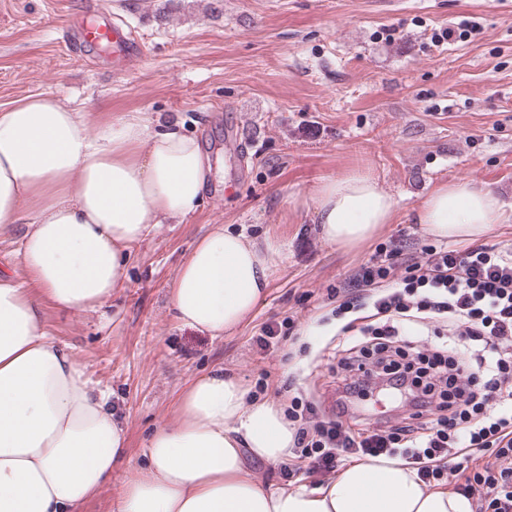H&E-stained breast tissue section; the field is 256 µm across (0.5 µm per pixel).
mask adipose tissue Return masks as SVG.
<instances>
[{
	"label": "adipose tissue",
	"mask_w": 512,
	"mask_h": 512,
	"mask_svg": "<svg viewBox=\"0 0 512 512\" xmlns=\"http://www.w3.org/2000/svg\"><path fill=\"white\" fill-rule=\"evenodd\" d=\"M211 167L194 136L144 112L99 116L49 93L0 105V238L17 235L23 276L0 273V512H76L127 448L109 389L54 342L43 312L96 309L121 287L126 256L199 205ZM321 238L342 247L391 223L397 200L368 174L324 181L313 197ZM503 216L490 188H433L415 223L473 241ZM281 243L212 225L177 270L170 304L185 327L223 337L265 295ZM294 431L280 404L249 399L223 367L194 377L156 425L115 512H475L473 499L379 457L310 488H269L247 460L282 462Z\"/></svg>",
	"instance_id": "1"
}]
</instances>
